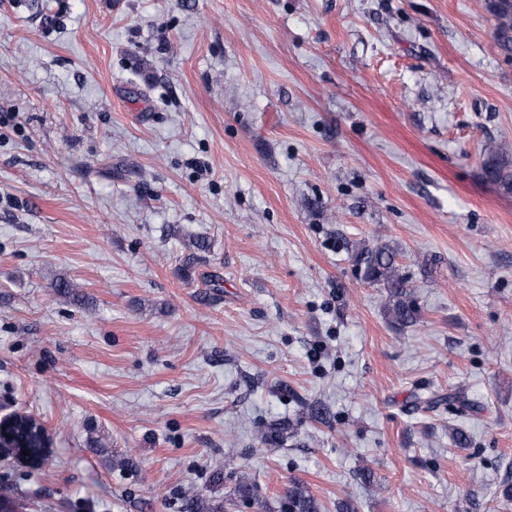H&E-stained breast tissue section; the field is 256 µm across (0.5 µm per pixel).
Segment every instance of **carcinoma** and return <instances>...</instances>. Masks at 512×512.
<instances>
[{
  "label": "carcinoma",
  "mask_w": 512,
  "mask_h": 512,
  "mask_svg": "<svg viewBox=\"0 0 512 512\" xmlns=\"http://www.w3.org/2000/svg\"><path fill=\"white\" fill-rule=\"evenodd\" d=\"M498 20V42L507 47L512 43V0H506L494 11ZM487 174L504 189L512 191V162L501 153L490 154L484 162ZM355 262L363 279L386 289L389 297V311L394 323L406 326L417 319L418 308L411 300L406 281L398 272L397 253L388 244L377 242L362 248ZM59 293L72 299L76 304L85 303V294L67 279L56 283ZM283 512H321L320 502L304 487L295 482L289 488L282 503ZM189 512H226L223 500H191L187 503Z\"/></svg>",
  "instance_id": "1"
}]
</instances>
